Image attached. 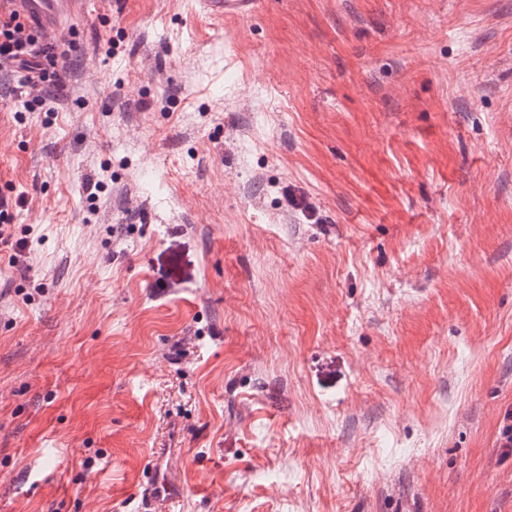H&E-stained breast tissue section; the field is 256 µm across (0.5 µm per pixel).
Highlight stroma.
Listing matches in <instances>:
<instances>
[{
	"label": "stroma",
	"mask_w": 512,
	"mask_h": 512,
	"mask_svg": "<svg viewBox=\"0 0 512 512\" xmlns=\"http://www.w3.org/2000/svg\"><path fill=\"white\" fill-rule=\"evenodd\" d=\"M52 42L44 105L0 69V512H141L160 448L172 512H512V0Z\"/></svg>",
	"instance_id": "obj_1"
}]
</instances>
